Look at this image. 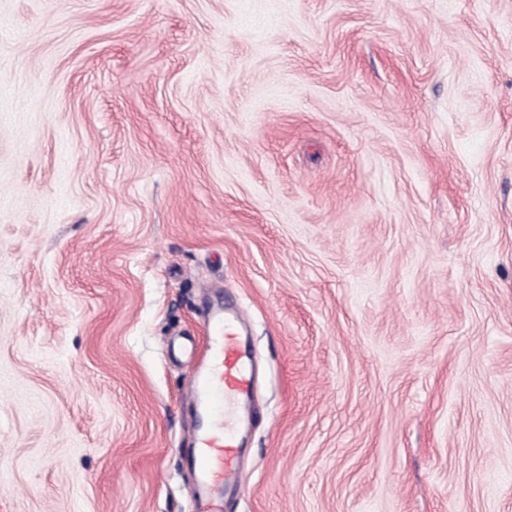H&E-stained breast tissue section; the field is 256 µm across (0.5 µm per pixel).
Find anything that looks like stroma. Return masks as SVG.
Wrapping results in <instances>:
<instances>
[{"mask_svg": "<svg viewBox=\"0 0 512 512\" xmlns=\"http://www.w3.org/2000/svg\"><path fill=\"white\" fill-rule=\"evenodd\" d=\"M512 512V0H0V512ZM241 314L216 308L206 324L207 349L190 385L203 413L191 435L188 469L193 473L194 512H223L238 493L241 448L238 428L247 412L253 370L240 339Z\"/></svg>", "mask_w": 512, "mask_h": 512, "instance_id": "1", "label": "stroma"}]
</instances>
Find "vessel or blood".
<instances>
[{"mask_svg":"<svg viewBox=\"0 0 512 512\" xmlns=\"http://www.w3.org/2000/svg\"><path fill=\"white\" fill-rule=\"evenodd\" d=\"M243 318L216 308L206 324L207 349L190 385L203 419L191 435L188 468L194 512H224L239 490L238 428L247 408L253 370L240 339Z\"/></svg>","mask_w":512,"mask_h":512,"instance_id":"vessel-or-blood-1","label":"vessel or blood"}]
</instances>
